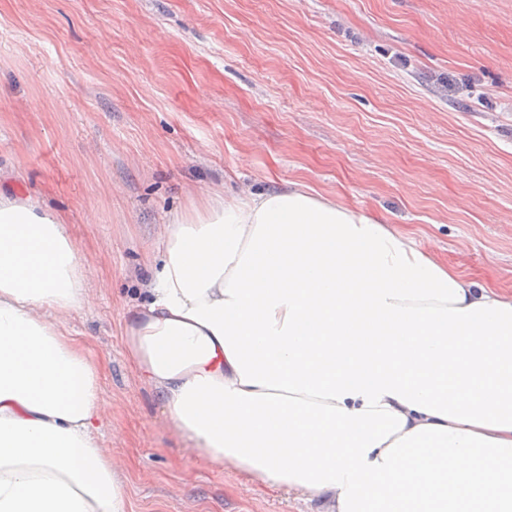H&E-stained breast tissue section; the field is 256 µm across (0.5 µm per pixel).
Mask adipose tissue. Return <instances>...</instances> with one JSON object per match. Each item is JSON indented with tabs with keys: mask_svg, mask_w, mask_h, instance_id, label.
<instances>
[{
	"mask_svg": "<svg viewBox=\"0 0 512 512\" xmlns=\"http://www.w3.org/2000/svg\"><path fill=\"white\" fill-rule=\"evenodd\" d=\"M122 323L182 447L324 512H512V289L306 185L175 216ZM67 225L0 191V512H126Z\"/></svg>",
	"mask_w": 512,
	"mask_h": 512,
	"instance_id": "obj_1",
	"label": "adipose tissue"
}]
</instances>
